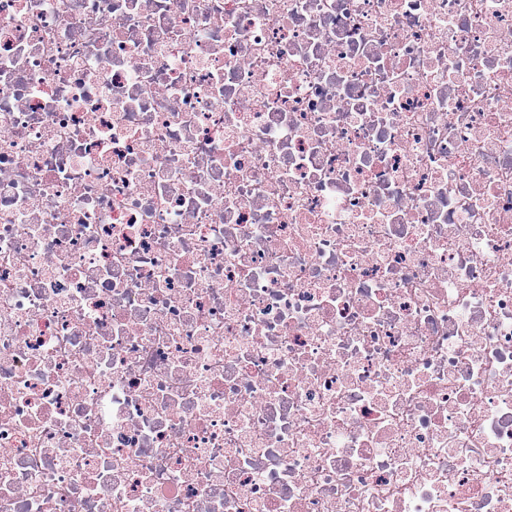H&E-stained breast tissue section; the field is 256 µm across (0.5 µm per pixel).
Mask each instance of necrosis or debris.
<instances>
[{"instance_id":"necrosis-or-debris-1","label":"necrosis or debris","mask_w":512,"mask_h":512,"mask_svg":"<svg viewBox=\"0 0 512 512\" xmlns=\"http://www.w3.org/2000/svg\"><path fill=\"white\" fill-rule=\"evenodd\" d=\"M0 512H512V0H0Z\"/></svg>"}]
</instances>
